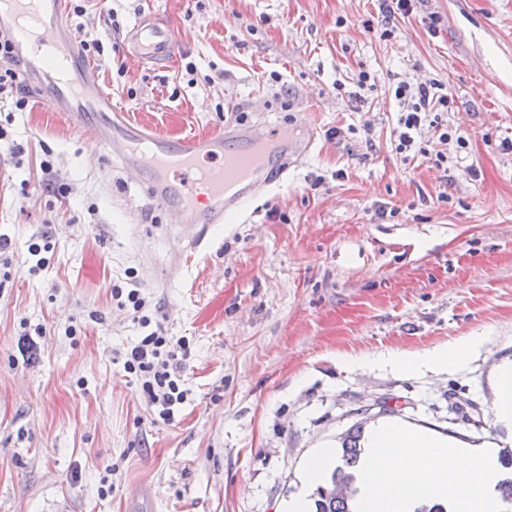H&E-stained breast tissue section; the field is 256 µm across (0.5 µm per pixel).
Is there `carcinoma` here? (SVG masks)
<instances>
[{"mask_svg":"<svg viewBox=\"0 0 512 512\" xmlns=\"http://www.w3.org/2000/svg\"><path fill=\"white\" fill-rule=\"evenodd\" d=\"M360 454V435L353 433L341 448V464L336 466L327 485L317 489L315 512H354Z\"/></svg>","mask_w":512,"mask_h":512,"instance_id":"cac0c4a2","label":"carcinoma"}]
</instances>
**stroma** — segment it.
<instances>
[{
    "mask_svg": "<svg viewBox=\"0 0 512 512\" xmlns=\"http://www.w3.org/2000/svg\"><path fill=\"white\" fill-rule=\"evenodd\" d=\"M83 7L71 27L104 47L88 50L89 76L133 119L172 136L314 127L318 145L256 193L252 223L213 230L179 267L183 224L149 204V172L90 150L82 120L32 90L22 110L0 94V512H283L315 448L390 420L512 448L493 409L512 361V0H417L391 22L378 0ZM143 15L173 31L175 62L124 56ZM363 71L375 85L359 103ZM401 79L443 83L467 143L428 129V156L396 153ZM46 230L33 274L28 246ZM128 268L152 321L190 341L170 423L114 361L141 334L112 298ZM38 326L27 367L18 338ZM467 336L485 345L460 366L389 362Z\"/></svg>",
    "mask_w": 512,
    "mask_h": 512,
    "instance_id": "stroma-1",
    "label": "stroma"
}]
</instances>
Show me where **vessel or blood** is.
<instances>
[{"label": "vessel or blood", "instance_id": "obj_1", "mask_svg": "<svg viewBox=\"0 0 512 512\" xmlns=\"http://www.w3.org/2000/svg\"><path fill=\"white\" fill-rule=\"evenodd\" d=\"M0 39L29 87L46 92L58 112H80L97 142L121 167H147L153 181L145 194L162 210H175L189 232L187 252L202 248L213 225L245 213L255 186L269 180L257 143L274 141L269 127L211 132L171 139L130 121L111 93L88 77L91 64L72 36L66 0H0ZM125 50L145 63L172 60L170 28L147 17L127 36Z\"/></svg>", "mask_w": 512, "mask_h": 512}]
</instances>
